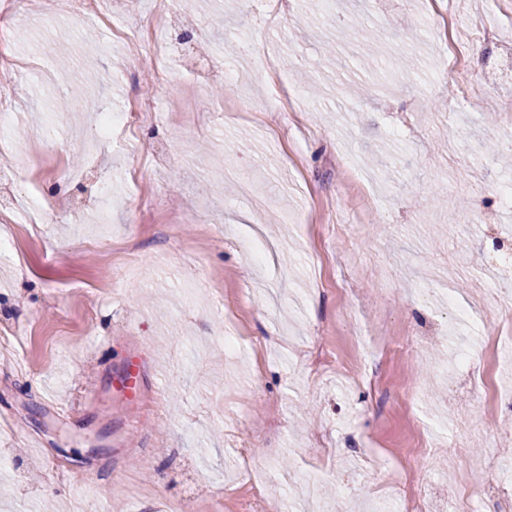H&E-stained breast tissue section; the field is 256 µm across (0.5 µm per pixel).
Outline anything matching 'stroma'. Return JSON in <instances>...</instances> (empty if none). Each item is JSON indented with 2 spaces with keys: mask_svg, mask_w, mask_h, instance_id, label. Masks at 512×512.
<instances>
[{
  "mask_svg": "<svg viewBox=\"0 0 512 512\" xmlns=\"http://www.w3.org/2000/svg\"><path fill=\"white\" fill-rule=\"evenodd\" d=\"M442 2L174 0L161 89L152 48L117 38L155 0L106 25L24 0L0 126V512H253V482L290 512H372L462 480L468 512H498L481 489L512 469V407L475 378L512 384L490 362L512 348V169L485 150L512 155V0ZM372 327L419 345L378 358L376 393L354 381ZM133 359L130 399L112 380Z\"/></svg>",
  "mask_w": 512,
  "mask_h": 512,
  "instance_id": "obj_1",
  "label": "stroma"
}]
</instances>
